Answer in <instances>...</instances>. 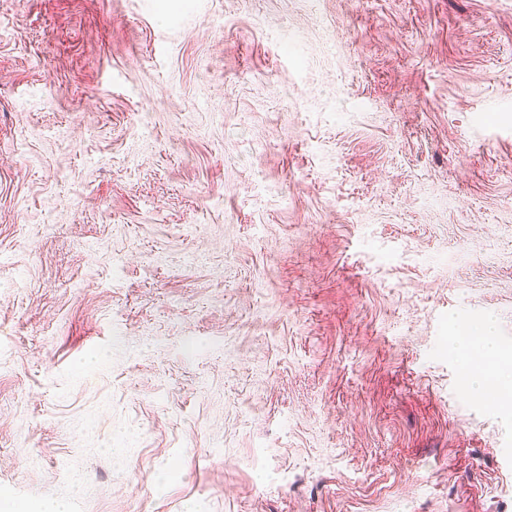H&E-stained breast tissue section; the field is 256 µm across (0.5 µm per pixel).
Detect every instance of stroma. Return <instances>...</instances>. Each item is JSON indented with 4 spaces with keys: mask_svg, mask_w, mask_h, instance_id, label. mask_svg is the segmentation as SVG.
Here are the masks:
<instances>
[{
    "mask_svg": "<svg viewBox=\"0 0 512 512\" xmlns=\"http://www.w3.org/2000/svg\"><path fill=\"white\" fill-rule=\"evenodd\" d=\"M512 0H0V508L512 512Z\"/></svg>",
    "mask_w": 512,
    "mask_h": 512,
    "instance_id": "stroma-1",
    "label": "stroma"
}]
</instances>
